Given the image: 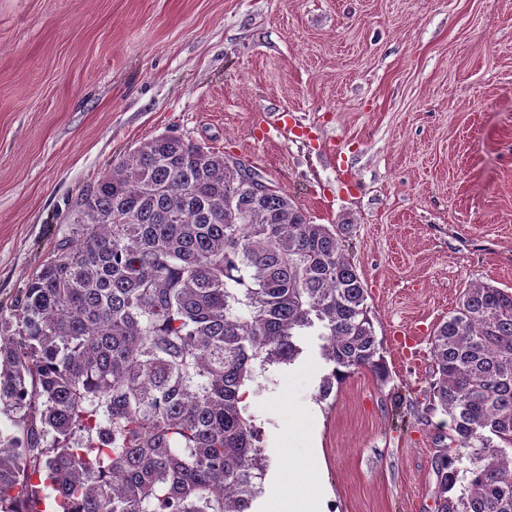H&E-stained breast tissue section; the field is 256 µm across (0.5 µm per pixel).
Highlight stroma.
I'll return each mask as SVG.
<instances>
[{"label":"stroma","mask_w":512,"mask_h":512,"mask_svg":"<svg viewBox=\"0 0 512 512\" xmlns=\"http://www.w3.org/2000/svg\"><path fill=\"white\" fill-rule=\"evenodd\" d=\"M166 133L351 225L389 370L316 401V335L258 370L254 512H436L433 331L470 285L512 291V0H0V308L76 198Z\"/></svg>","instance_id":"stroma-1"}]
</instances>
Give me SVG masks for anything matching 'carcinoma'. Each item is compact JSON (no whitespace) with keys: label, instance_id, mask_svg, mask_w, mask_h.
<instances>
[{"label":"carcinoma","instance_id":"carcinoma-1","mask_svg":"<svg viewBox=\"0 0 512 512\" xmlns=\"http://www.w3.org/2000/svg\"><path fill=\"white\" fill-rule=\"evenodd\" d=\"M350 229L179 136L112 163L0 311V512H252L256 367L293 363L317 325L332 369L316 400L389 375ZM431 353L453 422L436 512H512V291L468 288Z\"/></svg>","mask_w":512,"mask_h":512}]
</instances>
